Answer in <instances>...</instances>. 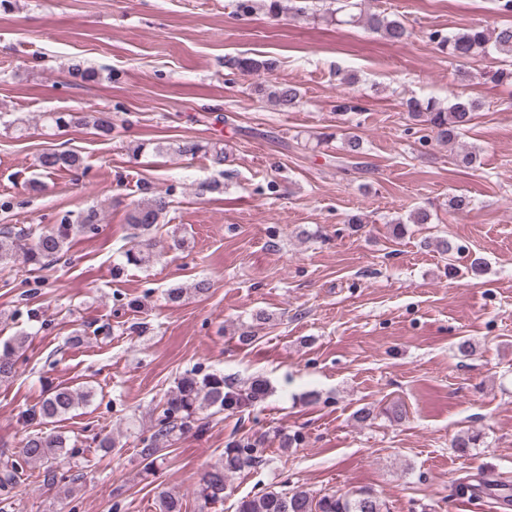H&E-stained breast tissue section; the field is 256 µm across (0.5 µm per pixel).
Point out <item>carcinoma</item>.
Wrapping results in <instances>:
<instances>
[{
  "label": "carcinoma",
  "instance_id": "obj_1",
  "mask_svg": "<svg viewBox=\"0 0 512 512\" xmlns=\"http://www.w3.org/2000/svg\"><path fill=\"white\" fill-rule=\"evenodd\" d=\"M311 0H236V14L240 17L258 12L278 20L282 17L298 18L315 16L310 11ZM341 22L359 25L392 41L401 43L410 37L405 23L384 11H366L356 0H345ZM431 43L453 60L469 61L476 57H491L499 66L490 71L488 78L494 83H512V22L503 21L488 26H470L455 32L439 29L429 31ZM224 67L240 72H259L271 69V63L250 57H230ZM256 91L267 101L281 109L300 105L301 92L290 84H265L260 82ZM486 106L479 98L457 96L448 103L430 98H409L405 112L415 125H422L433 133L436 141L452 145L462 131L471 124L475 113ZM47 120L57 127L81 124L84 118L73 112H52ZM171 150L181 156L203 154L215 166L224 165V149L215 144L186 140ZM82 157L74 151H48L38 157V167L51 173L59 169L79 172ZM169 209L167 194L152 191L138 202L128 216V223L136 230L135 244L125 252L127 263L143 265L162 256L155 251L154 233L164 223ZM97 211L89 209L72 218L62 217L60 223L47 229L29 226H6L0 229V266L22 261L33 270L45 267L67 250L78 236L97 230ZM25 338L7 341L0 346V381L15 377L17 363ZM272 388L266 379L256 376L239 385L224 378L222 372L202 376L189 372L181 376L174 390L161 405L155 431L144 448L139 450L144 469L151 470L161 459V452L176 435L199 432L204 429L202 414L236 413L240 409L263 401ZM88 393H77L67 387H56L43 395L27 414L30 421L46 423L68 415ZM480 436L462 432L456 436L452 447L460 453L478 446ZM66 438L60 434L35 433L28 436L16 458L0 462V493L9 494L20 482L24 465L32 464L41 469L43 481L55 483L64 459L71 455ZM267 463L266 449L260 439L243 438L227 443L221 458L204 470L198 479L195 494L204 507L224 503L225 492L233 475L251 471ZM159 512H181L178 496L169 490L157 495ZM237 512H384V504L371 489H356L344 493L337 491L315 493L304 486L283 485L279 490H268L258 496L245 497L238 502Z\"/></svg>",
  "mask_w": 512,
  "mask_h": 512
}]
</instances>
